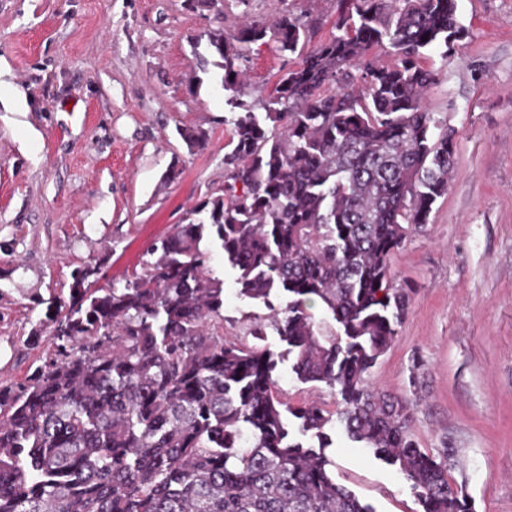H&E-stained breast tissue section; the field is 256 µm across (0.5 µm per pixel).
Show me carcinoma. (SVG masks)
Listing matches in <instances>:
<instances>
[{
	"instance_id": "1",
	"label": "carcinoma",
	"mask_w": 512,
	"mask_h": 512,
	"mask_svg": "<svg viewBox=\"0 0 512 512\" xmlns=\"http://www.w3.org/2000/svg\"><path fill=\"white\" fill-rule=\"evenodd\" d=\"M335 33L285 10L200 36L202 70L235 111L224 190L186 210L122 288L71 273L69 299L47 304L49 351L26 380L0 387V512H374L336 483L325 428L403 474L422 512H473L410 432L409 403L374 385L412 290L390 259L448 193L453 130L424 97L439 72L424 52L462 36L456 0H337ZM274 37L303 55L282 70L259 119L242 80L252 44ZM397 56L384 66L373 54ZM281 128L268 135L265 122ZM190 147L208 135L184 128ZM238 272L240 294L285 306L271 320L304 383L341 396L332 414L277 391L272 352L224 338L223 280L211 246ZM321 303L337 330L311 312ZM318 439H288L284 414Z\"/></svg>"
}]
</instances>
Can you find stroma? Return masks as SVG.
I'll return each instance as SVG.
<instances>
[{
	"label": "stroma",
	"instance_id": "35a3bbf8",
	"mask_svg": "<svg viewBox=\"0 0 512 512\" xmlns=\"http://www.w3.org/2000/svg\"><path fill=\"white\" fill-rule=\"evenodd\" d=\"M287 8L323 36L336 18V0H226L220 13L186 0H0V81L24 93L0 101L1 387L48 352L30 339L46 313L34 299L68 297L84 265L100 266V286L123 287L188 206L223 188L230 108L211 78L196 82L195 39ZM458 18L466 37L426 59L440 81L425 103L455 131L448 193L391 257L414 294L372 375L409 402L420 447L456 449L449 476L475 512H512V0H458ZM248 56L258 108L299 58L272 40ZM185 127L206 131L207 147L189 149ZM212 269L225 336L278 355L289 403L338 410L335 391L297 379L274 328L250 336L269 311L240 294L222 252ZM326 432L337 483L374 512H422L396 467L339 425Z\"/></svg>",
	"mask_w": 512,
	"mask_h": 512
}]
</instances>
